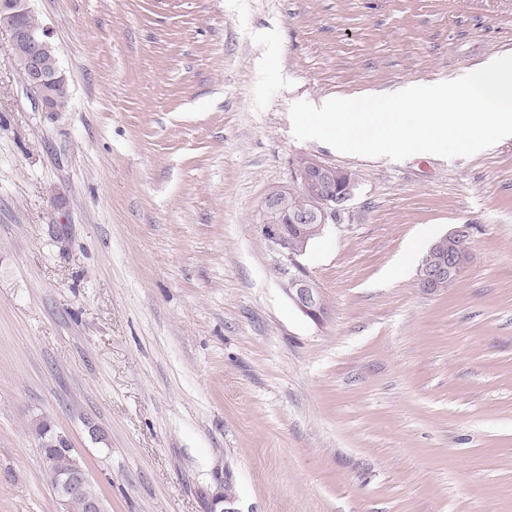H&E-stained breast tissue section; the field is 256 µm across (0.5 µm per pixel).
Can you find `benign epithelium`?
<instances>
[{"instance_id":"benign-epithelium-1","label":"benign epithelium","mask_w":512,"mask_h":512,"mask_svg":"<svg viewBox=\"0 0 512 512\" xmlns=\"http://www.w3.org/2000/svg\"><path fill=\"white\" fill-rule=\"evenodd\" d=\"M31 0H0V31L8 34V45L21 44L25 54L19 59L25 81L43 112L56 111L54 87L67 77L53 55L55 46L51 31L39 25L31 27L26 19L33 14ZM292 178L296 187L309 183L319 185V193L302 208L292 201L295 190L286 186L272 188L266 194L261 213L277 210L283 216L281 224L260 220L254 225L257 235L266 244L273 269L282 291L304 317L316 324L328 315L323 288L303 263L310 241L321 237L327 226L350 199V194L337 190V185L350 186L353 174L311 156H299L292 162ZM467 241V231L459 228L434 242L436 255L431 264L419 268L417 283L428 293L448 287L465 270L461 261V245ZM87 472L80 470L60 480L62 497L82 492Z\"/></svg>"}]
</instances>
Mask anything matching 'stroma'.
I'll return each instance as SVG.
<instances>
[{
    "instance_id": "obj_1",
    "label": "stroma",
    "mask_w": 512,
    "mask_h": 512,
    "mask_svg": "<svg viewBox=\"0 0 512 512\" xmlns=\"http://www.w3.org/2000/svg\"><path fill=\"white\" fill-rule=\"evenodd\" d=\"M32 6L69 107L40 110L0 33V512H59L38 419L107 512H512V138L394 161L290 117L512 54V0ZM300 155L358 180L303 259L320 325L254 230ZM460 227L469 266L423 291ZM448 238V251L445 250L444 242ZM440 239V238H437ZM436 239V240H437ZM467 242V231L459 228L453 232L444 235L440 241H436L431 245L435 248L436 255L433 251H429V247L425 256L421 261V265L428 264L431 259L435 258L429 265L421 266L417 274V283L428 293H435L448 286L458 278L466 269L462 266L461 246ZM34 431L37 446L40 448L43 470L56 496L54 476L66 474L72 470L75 460L79 459V457L70 436L65 432L56 430L60 435L62 445L66 448L59 447L54 427L49 421H38ZM68 448H72V450ZM51 476L53 477L52 479L50 478Z\"/></svg>"
}]
</instances>
